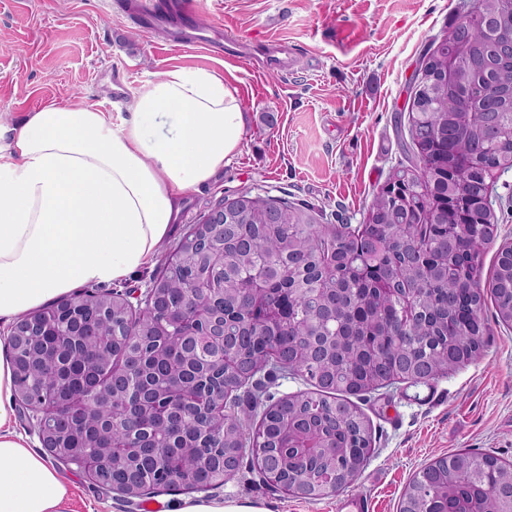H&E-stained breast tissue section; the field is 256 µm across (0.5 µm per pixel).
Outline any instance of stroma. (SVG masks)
<instances>
[{"label":"stroma","instance_id":"1","mask_svg":"<svg viewBox=\"0 0 512 512\" xmlns=\"http://www.w3.org/2000/svg\"><path fill=\"white\" fill-rule=\"evenodd\" d=\"M460 0H201L202 28L224 25L254 43L288 42L291 64L255 69L202 48H171L164 29L140 32L108 16L107 0H0V121L18 126L41 106L131 109L152 74L182 66L218 71L246 114L238 152L223 172L192 191L155 262L115 282L143 292L168 254L215 206L243 192L309 204L318 224H360L374 194L406 159L408 107L422 54L460 22ZM495 189V242L483 255L491 276L500 242L512 240V169ZM483 355L430 384L396 383L359 406L374 453L354 486L299 499L265 486L250 459L208 499L265 512H343L367 500L370 512H399L424 465L461 449L512 462V327L489 322ZM71 512H140L82 473L61 469Z\"/></svg>","mask_w":512,"mask_h":512}]
</instances>
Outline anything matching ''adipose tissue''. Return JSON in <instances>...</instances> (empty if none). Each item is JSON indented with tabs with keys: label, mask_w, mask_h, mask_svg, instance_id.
Instances as JSON below:
<instances>
[{
	"label": "adipose tissue",
	"mask_w": 512,
	"mask_h": 512,
	"mask_svg": "<svg viewBox=\"0 0 512 512\" xmlns=\"http://www.w3.org/2000/svg\"><path fill=\"white\" fill-rule=\"evenodd\" d=\"M245 127L223 76L191 67L144 81L124 116L52 104L0 124V322L151 264ZM14 389L0 351V512H69L56 465L14 428Z\"/></svg>",
	"instance_id": "ef3b65f1"
}]
</instances>
